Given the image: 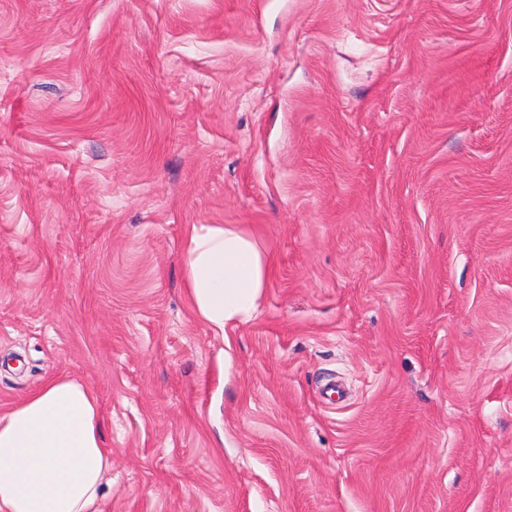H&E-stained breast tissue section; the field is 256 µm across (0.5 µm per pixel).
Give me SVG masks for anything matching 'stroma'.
<instances>
[{
    "label": "stroma",
    "instance_id": "35a3bbf8",
    "mask_svg": "<svg viewBox=\"0 0 512 512\" xmlns=\"http://www.w3.org/2000/svg\"><path fill=\"white\" fill-rule=\"evenodd\" d=\"M64 373L103 512H512V0H0V410ZM272 259L245 224H191L182 261L195 317L211 330L250 322L265 298Z\"/></svg>",
    "mask_w": 512,
    "mask_h": 512
}]
</instances>
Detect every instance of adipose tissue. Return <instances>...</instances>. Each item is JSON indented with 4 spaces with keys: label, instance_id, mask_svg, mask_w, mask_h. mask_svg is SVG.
<instances>
[{
    "label": "adipose tissue",
    "instance_id": "adipose-tissue-1",
    "mask_svg": "<svg viewBox=\"0 0 512 512\" xmlns=\"http://www.w3.org/2000/svg\"><path fill=\"white\" fill-rule=\"evenodd\" d=\"M272 259L244 224H192L182 261L195 317L214 332L250 322ZM90 388L67 376L0 411V512H102L112 455Z\"/></svg>",
    "mask_w": 512,
    "mask_h": 512
}]
</instances>
